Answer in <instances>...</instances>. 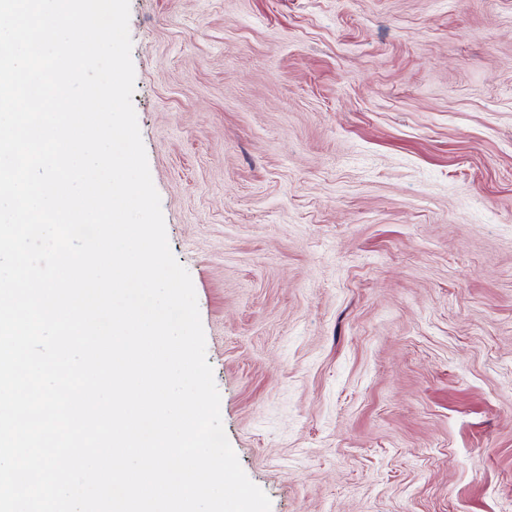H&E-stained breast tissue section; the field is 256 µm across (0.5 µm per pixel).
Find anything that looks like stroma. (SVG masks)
<instances>
[{"label": "stroma", "mask_w": 512, "mask_h": 512, "mask_svg": "<svg viewBox=\"0 0 512 512\" xmlns=\"http://www.w3.org/2000/svg\"><path fill=\"white\" fill-rule=\"evenodd\" d=\"M129 32L271 512H512V0H130Z\"/></svg>", "instance_id": "obj_1"}]
</instances>
